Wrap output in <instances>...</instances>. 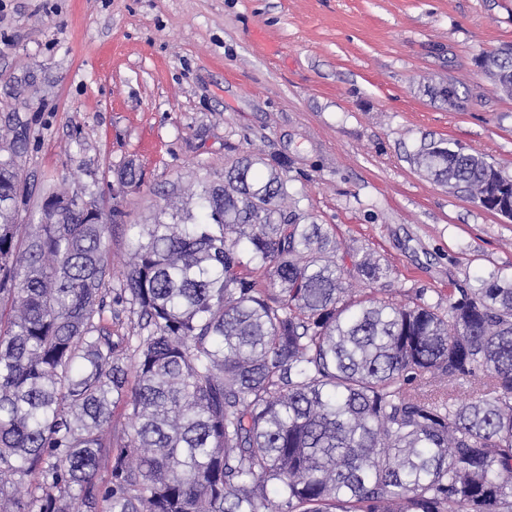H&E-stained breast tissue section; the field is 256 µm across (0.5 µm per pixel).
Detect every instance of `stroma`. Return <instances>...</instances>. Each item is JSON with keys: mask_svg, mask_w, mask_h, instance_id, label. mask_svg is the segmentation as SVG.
<instances>
[{"mask_svg": "<svg viewBox=\"0 0 512 512\" xmlns=\"http://www.w3.org/2000/svg\"><path fill=\"white\" fill-rule=\"evenodd\" d=\"M512 44V0H0V130L23 133L32 188L129 227L221 179L227 158L280 160L288 191L338 242L389 265L385 296L429 301L512 273V221L423 175L444 139L512 172V97L481 67ZM454 82L451 108L429 88ZM135 163L139 186L118 188Z\"/></svg>", "mask_w": 512, "mask_h": 512, "instance_id": "35a3bbf8", "label": "stroma"}]
</instances>
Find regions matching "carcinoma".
Wrapping results in <instances>:
<instances>
[{
    "instance_id": "cac0c4a2",
    "label": "carcinoma",
    "mask_w": 512,
    "mask_h": 512,
    "mask_svg": "<svg viewBox=\"0 0 512 512\" xmlns=\"http://www.w3.org/2000/svg\"><path fill=\"white\" fill-rule=\"evenodd\" d=\"M484 59L512 92V55ZM23 152L0 147V512H512V277L394 304L389 266L340 252L246 153L196 212L130 225L112 289L95 201L60 189L18 223ZM413 163L512 201L483 155Z\"/></svg>"
}]
</instances>
